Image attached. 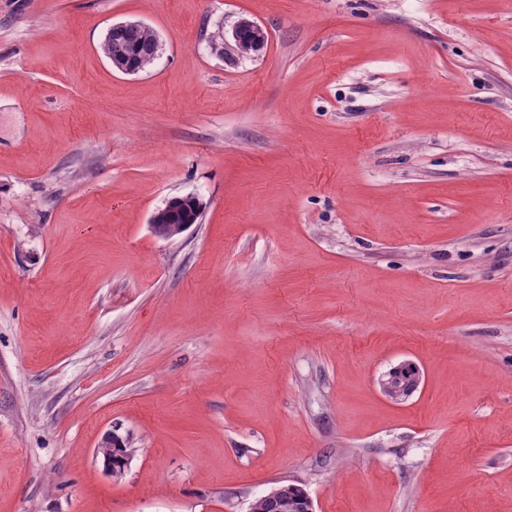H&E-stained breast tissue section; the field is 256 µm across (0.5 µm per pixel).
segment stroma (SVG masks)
Listing matches in <instances>:
<instances>
[{
	"label": "stroma",
	"instance_id": "1",
	"mask_svg": "<svg viewBox=\"0 0 512 512\" xmlns=\"http://www.w3.org/2000/svg\"><path fill=\"white\" fill-rule=\"evenodd\" d=\"M242 17L264 48L212 53ZM128 20L138 74L99 49ZM281 484L512 512V0H0V512ZM145 27L143 23L139 21H125L113 24L107 31L104 39L100 44V49L103 55L112 63V65L118 70L126 74H137L146 71L151 67L154 62L160 56L161 44L159 39L155 42V33L149 28H128V29H117L112 30L115 27ZM112 31V32H111ZM111 32V35H110ZM111 37V41L109 38ZM136 51L138 54L147 56L151 55L152 65L147 68L143 65H139L136 59H133L135 54L125 55L124 57L114 55H124ZM112 54H114L112 56ZM177 211L176 201H169L163 208L153 212L149 223L154 234L162 239H173L183 234L191 224H173L172 215ZM113 439H119L118 447L121 448H112ZM105 443L107 444V447H109L110 452L103 457L104 467L110 473L111 476L113 472L125 473L129 465V462L133 457V453L131 452V450H127V448H125L123 440L118 435H115L113 433L105 438ZM116 453L120 454L121 457L120 467L118 468L112 465V455Z\"/></svg>",
	"mask_w": 512,
	"mask_h": 512
}]
</instances>
